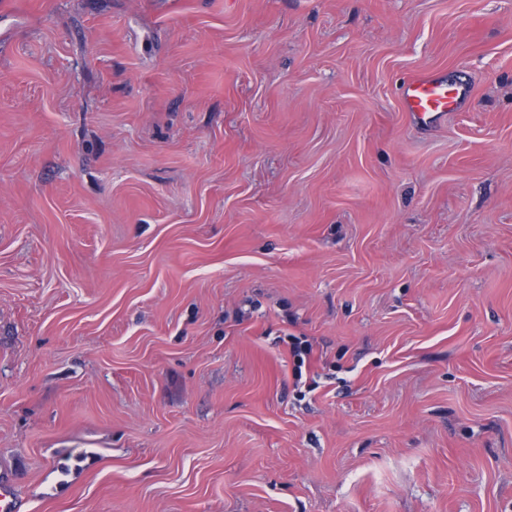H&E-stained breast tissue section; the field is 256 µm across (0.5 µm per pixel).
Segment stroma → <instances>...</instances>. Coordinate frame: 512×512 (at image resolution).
Here are the masks:
<instances>
[{
	"instance_id": "obj_1",
	"label": "stroma",
	"mask_w": 512,
	"mask_h": 512,
	"mask_svg": "<svg viewBox=\"0 0 512 512\" xmlns=\"http://www.w3.org/2000/svg\"><path fill=\"white\" fill-rule=\"evenodd\" d=\"M10 2L28 512H512V0ZM469 89L462 83H450L429 73L409 80L402 92V106L419 118L427 117L437 123L456 112L468 97Z\"/></svg>"
}]
</instances>
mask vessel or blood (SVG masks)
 <instances>
[{"instance_id": "b4317fda", "label": "vessel or blood", "mask_w": 512, "mask_h": 512, "mask_svg": "<svg viewBox=\"0 0 512 512\" xmlns=\"http://www.w3.org/2000/svg\"><path fill=\"white\" fill-rule=\"evenodd\" d=\"M469 89L461 83H451L435 74L409 80L402 92L405 111L433 122L445 119L457 111L468 97ZM26 502L16 490L15 481L8 468L0 467V512H24Z\"/></svg>"}]
</instances>
